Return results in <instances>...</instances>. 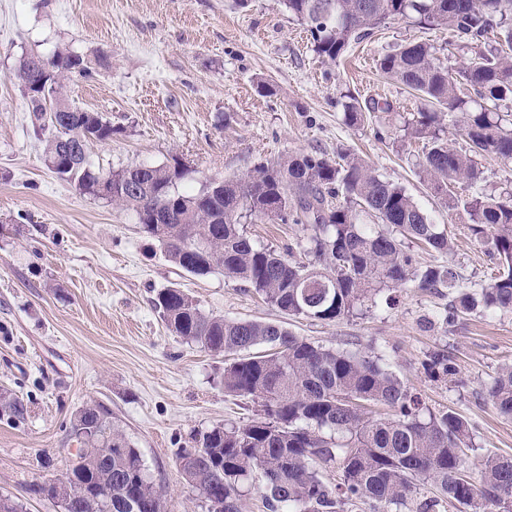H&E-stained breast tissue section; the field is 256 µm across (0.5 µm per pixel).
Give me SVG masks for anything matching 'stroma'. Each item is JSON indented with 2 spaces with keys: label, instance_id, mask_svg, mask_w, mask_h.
I'll use <instances>...</instances> for the list:
<instances>
[{
  "label": "stroma",
  "instance_id": "35a3bbf8",
  "mask_svg": "<svg viewBox=\"0 0 512 512\" xmlns=\"http://www.w3.org/2000/svg\"><path fill=\"white\" fill-rule=\"evenodd\" d=\"M416 41L436 46L449 66L467 59L447 32L396 18L328 63L280 0H0V391L28 406L21 422L0 411V498L22 512H54L34 488L65 471L77 449L73 417L93 402L140 452L165 512H205L177 453L190 447L193 431L239 424L255 411L225 394L223 357L166 329L152 299L171 285L207 313L285 320L310 341L369 351L427 407L467 416L475 442L468 466L490 451L512 456V420L486 396L499 366L512 362V314L475 311L446 326L438 316L447 289L407 284L391 306L381 301L331 323L289 321L222 271L184 273L131 213L49 168L15 77L23 57L48 59L64 47L94 61L91 75L71 78L67 96L72 107L111 120V141L88 147L106 173L176 155L193 169L188 185L197 190L313 149L332 158L359 153L451 232L461 281L485 284L494 259L471 235L467 215L449 210L420 179L425 142L402 130L403 117L423 102L377 66L382 55ZM101 57L106 66H97ZM261 81L270 93L258 91ZM350 95L374 106L357 127L342 120ZM244 231L281 253L303 235L294 224L254 221ZM439 349L454 358L453 379H432L424 369ZM46 455L48 470L40 466Z\"/></svg>",
  "mask_w": 512,
  "mask_h": 512
}]
</instances>
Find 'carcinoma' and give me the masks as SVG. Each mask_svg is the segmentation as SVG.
I'll list each match as a JSON object with an SVG mask.
<instances>
[{
  "label": "carcinoma",
  "mask_w": 512,
  "mask_h": 512,
  "mask_svg": "<svg viewBox=\"0 0 512 512\" xmlns=\"http://www.w3.org/2000/svg\"><path fill=\"white\" fill-rule=\"evenodd\" d=\"M310 33L313 51L334 62L351 43L362 42L388 19H411L422 28L448 31L470 50L454 70L425 42L383 55L380 71L431 106L404 121L407 134L430 139L419 176L451 209L469 217L475 236L490 245L498 274L477 290L443 264L417 265L410 245L451 255V237L399 184L373 171L360 157L332 160L320 151L260 163L241 177L214 178L199 192L180 191L192 170L177 156L159 165L139 164L104 174L79 142L112 140V122L98 112H53L32 105L50 168L78 189L95 195L110 185L108 200L130 212L141 231L161 246L165 259L197 276L215 269L291 318L334 322L358 306L377 304L381 293L409 282L422 291L448 289L455 313L481 310L512 314V193L478 187L474 156L512 162V60L488 43L512 46V0H282ZM45 69L23 58L15 77L27 90L42 87L49 103L66 104L63 80L87 76L91 63L60 49ZM348 126H359L365 109L355 97L344 104ZM459 128L468 150L441 137ZM465 185L468 193L456 191ZM296 224L309 232L302 253L280 254L244 232L246 220ZM167 328L188 343L229 359L224 392L257 405L247 423L214 426L191 435L194 455L183 448L186 481L207 512H241L252 482L269 512H391L405 508L418 486L433 485L440 499L466 512H512V457L486 453L478 477L467 475L473 449L468 418L454 408L432 410L365 351L327 348L293 333L284 322L229 320L204 312L177 287L152 300ZM433 378L457 373L451 356L431 353ZM487 397L512 419V363L499 368ZM0 406L16 420L27 407L0 392ZM72 438L81 462L39 485L36 492L62 512H164L140 453L112 425L98 404L74 415ZM334 468L333 485L324 472Z\"/></svg>",
  "instance_id": "obj_1"
}]
</instances>
